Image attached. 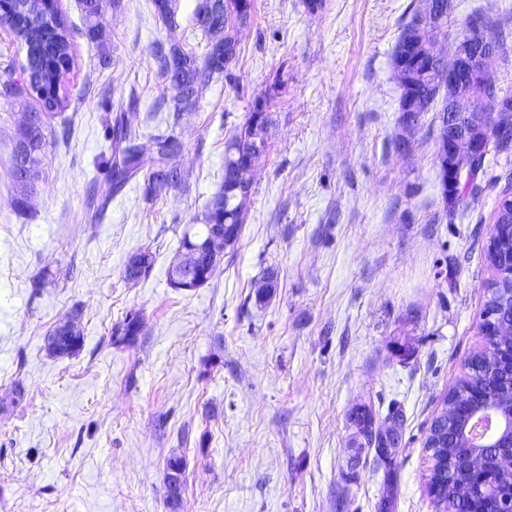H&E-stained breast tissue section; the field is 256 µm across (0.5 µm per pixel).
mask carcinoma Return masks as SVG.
Returning <instances> with one entry per match:
<instances>
[{
    "instance_id": "carcinoma-1",
    "label": "carcinoma",
    "mask_w": 512,
    "mask_h": 512,
    "mask_svg": "<svg viewBox=\"0 0 512 512\" xmlns=\"http://www.w3.org/2000/svg\"><path fill=\"white\" fill-rule=\"evenodd\" d=\"M85 27L83 36L95 43L100 36L101 0H81ZM252 0H198L194 20L202 31L213 36L208 43L203 64L196 56L179 45L168 48L159 45L153 54L159 77L164 82L160 105L174 104V119L183 109L192 106L214 76L230 75V65L239 55L238 29L251 16ZM425 10H413L401 24L394 51L393 66L401 88L399 123L410 133L416 130L421 115L437 101H442L439 118L448 113V91L442 90L438 73L448 69V59H432L429 53L441 39L448 38V16L436 24L437 33L421 29ZM487 43L500 49L505 33L490 17H483ZM0 26L8 27L16 38L29 46V56L23 71L34 75L40 109L28 115L25 127L19 129L12 153V176L20 189L14 205L25 207V195L33 188L42 162L51 121L67 105L63 77L73 62L69 28L61 11L48 12L40 0H13L0 13ZM512 103V89L502 85V79L489 73L483 89L478 92L477 106L482 113L489 135L472 144L470 171L460 180L448 177L449 202L452 208L468 205L476 188V180L486 170L489 151L497 155L512 153V108L505 114L501 100ZM272 121L267 101L254 100L245 126L224 141V182L210 200L199 224H187L180 237V252H190L207 242L217 224L224 225V246L232 247L239 240L247 203L252 191H243L239 174L255 164L266 151V130ZM104 138L112 154L105 158L108 190L97 207L99 218L112 196L120 193L131 180L142 178L143 196L154 201L163 195L183 189L185 176L171 175L170 161L183 149L182 141L174 134L141 135L131 124L129 113L117 112L105 125ZM494 225L484 248L489 277L483 283L484 309L495 312L499 327L512 328V281L498 276V268L512 260V222L494 210ZM145 261L137 273L123 272L129 282L146 278L154 265L153 254L142 250ZM140 331L134 312L126 314L116 332L121 340H133ZM83 345L78 328L67 330L56 324L46 338L50 355L66 357ZM512 338H485L481 347L471 353L465 371L448 390L445 399L461 401L474 411L483 396L492 395L506 417L512 415ZM406 418L403 410L393 405L382 415L371 405L358 409L355 419L357 438L355 454L349 464L356 471L362 456L374 452L375 460L390 464L402 440ZM433 447L428 456L431 465L426 476L427 486L436 490L443 512H499L497 497H489L474 487L473 472H488L499 483H512V455L502 448H479L460 432V419L438 414L428 428Z\"/></svg>"
}]
</instances>
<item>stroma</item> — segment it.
<instances>
[{"label": "stroma", "mask_w": 512, "mask_h": 512, "mask_svg": "<svg viewBox=\"0 0 512 512\" xmlns=\"http://www.w3.org/2000/svg\"><path fill=\"white\" fill-rule=\"evenodd\" d=\"M179 0L168 26L151 0H101L102 42L82 34L80 0H59L73 29L68 139H49L25 210L10 157L36 102L9 92L25 50L0 26V512H169L168 457L185 461L181 512H434L423 446L461 366L481 342L483 246L512 161L488 157L467 210L446 215L434 159L437 112L422 116L406 153L392 54L407 13L425 0H254L238 32L232 79L213 78L180 122L158 108L156 43L204 56ZM501 21L508 37L490 63L512 78V0H452V56L464 21ZM135 110L143 134L174 133L186 189L154 202L141 181L98 222L86 196L110 148L105 111ZM273 120L240 239L193 291L168 283L185 225L224 181V141L256 98ZM154 265L132 283L127 257ZM50 272L52 279L36 285ZM277 287L257 302L266 274ZM135 340L118 342L127 312ZM74 318L83 345L51 356L45 338ZM415 350L402 359V346ZM23 396L12 401L14 387ZM406 418L390 465L354 453L356 409Z\"/></svg>", "instance_id": "35a3bbf8"}]
</instances>
